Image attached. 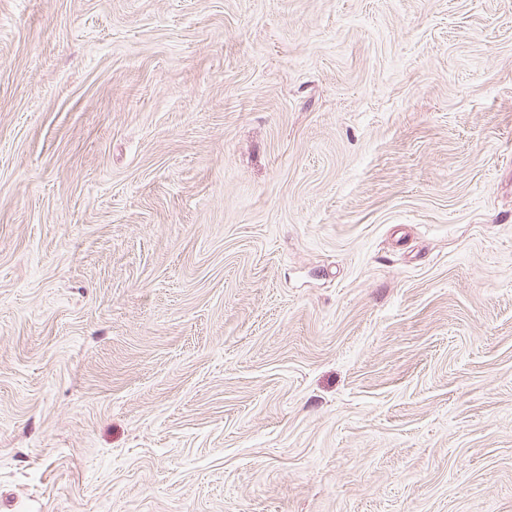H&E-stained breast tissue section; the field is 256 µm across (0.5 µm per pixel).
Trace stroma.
Listing matches in <instances>:
<instances>
[{"label": "stroma", "instance_id": "stroma-1", "mask_svg": "<svg viewBox=\"0 0 512 512\" xmlns=\"http://www.w3.org/2000/svg\"><path fill=\"white\" fill-rule=\"evenodd\" d=\"M0 512H512V0H0Z\"/></svg>", "mask_w": 512, "mask_h": 512}]
</instances>
